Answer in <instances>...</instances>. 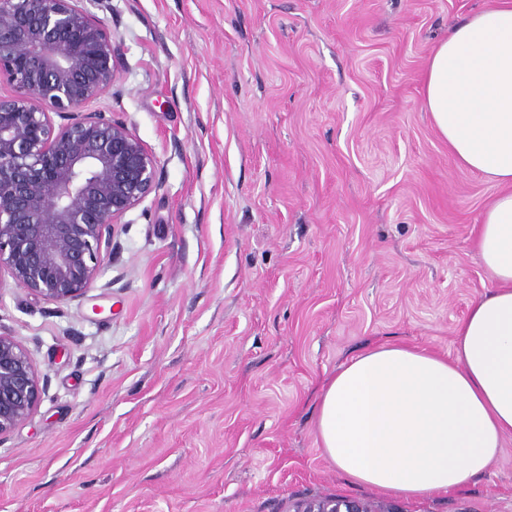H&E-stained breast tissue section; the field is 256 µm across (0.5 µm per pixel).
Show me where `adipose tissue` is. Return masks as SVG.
<instances>
[{"label": "adipose tissue", "mask_w": 512, "mask_h": 512, "mask_svg": "<svg viewBox=\"0 0 512 512\" xmlns=\"http://www.w3.org/2000/svg\"><path fill=\"white\" fill-rule=\"evenodd\" d=\"M423 107L459 168L501 188L473 238L494 285L472 300L451 357L377 345L327 378L316 418L342 474L407 497L466 486L512 436V0L439 42Z\"/></svg>", "instance_id": "adipose-tissue-1"}]
</instances>
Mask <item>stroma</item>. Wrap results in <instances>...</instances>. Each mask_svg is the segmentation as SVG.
Returning a JSON list of instances; mask_svg holds the SVG:
<instances>
[{"label": "stroma", "instance_id": "1", "mask_svg": "<svg viewBox=\"0 0 512 512\" xmlns=\"http://www.w3.org/2000/svg\"><path fill=\"white\" fill-rule=\"evenodd\" d=\"M494 0H84L123 66L99 109L157 160L84 299L0 280L45 391L0 442V512H512V438L460 490L352 483L315 430L325 378L382 343L449 355L493 285L495 184L422 107L427 59ZM286 512H388L374 504L352 497L303 498L288 505Z\"/></svg>", "mask_w": 512, "mask_h": 512}]
</instances>
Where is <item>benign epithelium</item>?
<instances>
[{
    "mask_svg": "<svg viewBox=\"0 0 512 512\" xmlns=\"http://www.w3.org/2000/svg\"><path fill=\"white\" fill-rule=\"evenodd\" d=\"M83 0H0V277L58 305L84 298L112 260L115 225L158 187L154 155L111 112L122 56ZM44 387L34 357L0 333V442ZM286 512H385L352 497Z\"/></svg>",
    "mask_w": 512,
    "mask_h": 512,
    "instance_id": "1",
    "label": "benign epithelium"
}]
</instances>
